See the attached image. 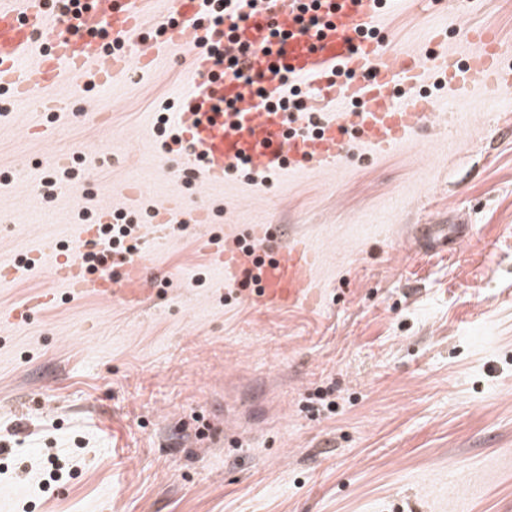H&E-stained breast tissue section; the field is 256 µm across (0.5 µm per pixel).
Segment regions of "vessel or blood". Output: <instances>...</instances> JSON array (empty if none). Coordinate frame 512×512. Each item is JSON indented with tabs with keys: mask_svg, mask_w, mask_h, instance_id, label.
Here are the masks:
<instances>
[{
	"mask_svg": "<svg viewBox=\"0 0 512 512\" xmlns=\"http://www.w3.org/2000/svg\"><path fill=\"white\" fill-rule=\"evenodd\" d=\"M303 0H262L260 11L239 23L234 40L223 28L199 26L201 0H171L172 20L164 37L194 53L193 92L180 99V132L191 146L186 165L197 167L210 182H223L239 161L252 173L276 174L290 168H336L348 150L347 134L359 132L376 154L390 151L424 131L433 101L425 86L438 80L465 92L474 86L512 84V70L501 62L495 34L485 28L465 30L464 57L448 51L397 52L380 38L369 37L384 0H319L325 18L322 31L302 30L297 22ZM147 0H81L55 21L48 0H0V90L42 112L68 109L65 100L41 94L62 70L96 87L149 65L153 42L143 33ZM107 31L113 49L98 38ZM225 56H240L243 72L258 80L262 95L242 80L217 77L211 46ZM39 49L37 77L21 68L32 49ZM307 79L310 93L304 111L287 115L274 107L280 95L279 69ZM249 248L213 244V262L224 280L255 278L256 300L270 308L308 301L315 292L314 255L301 240L274 243L266 226L248 228ZM56 279L72 294L93 293L104 299H126L153 278L141 256L123 259L119 274L83 275L78 261L61 254L53 267Z\"/></svg>",
	"mask_w": 512,
	"mask_h": 512,
	"instance_id": "1",
	"label": "vessel or blood"
}]
</instances>
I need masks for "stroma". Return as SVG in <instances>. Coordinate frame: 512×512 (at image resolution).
<instances>
[{
    "instance_id": "obj_1",
    "label": "stroma",
    "mask_w": 512,
    "mask_h": 512,
    "mask_svg": "<svg viewBox=\"0 0 512 512\" xmlns=\"http://www.w3.org/2000/svg\"><path fill=\"white\" fill-rule=\"evenodd\" d=\"M469 27L512 67V0H390L378 23L419 52ZM192 61L62 75L65 112L0 102V512H512V86L432 85L439 119L387 154L211 185L157 131ZM178 199L207 223H157ZM86 211L136 223V306L52 279ZM252 224L311 248L315 300L267 312L225 283L205 241ZM448 224L468 239L434 238Z\"/></svg>"
}]
</instances>
